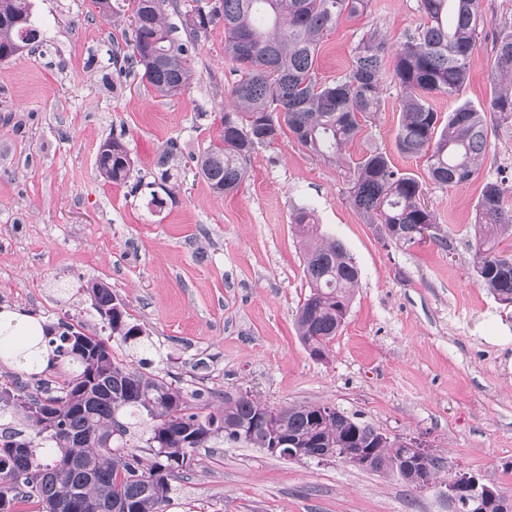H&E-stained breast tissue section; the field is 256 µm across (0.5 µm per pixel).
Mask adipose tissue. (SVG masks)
<instances>
[{
    "mask_svg": "<svg viewBox=\"0 0 512 512\" xmlns=\"http://www.w3.org/2000/svg\"><path fill=\"white\" fill-rule=\"evenodd\" d=\"M42 321L15 310L0 311V358L23 366L47 367L51 352L44 342Z\"/></svg>",
    "mask_w": 512,
    "mask_h": 512,
    "instance_id": "obj_1",
    "label": "adipose tissue"
}]
</instances>
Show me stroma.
Segmentation results:
<instances>
[{
	"label": "stroma",
	"instance_id": "1",
	"mask_svg": "<svg viewBox=\"0 0 512 512\" xmlns=\"http://www.w3.org/2000/svg\"><path fill=\"white\" fill-rule=\"evenodd\" d=\"M33 49L0 61V308L54 325L100 318L81 285L106 283L140 325L149 352L113 342L116 358L170 373L200 406L247 394L272 407L325 403L390 437H415L447 458L448 471L478 474L512 496V307L476 280L468 228L486 181L512 187V124L491 138L479 175L434 185L426 160L396 147L401 90L386 82L375 120L346 149L386 153L423 184L425 202L449 236L394 243L346 199L344 168L291 134L256 150L237 192L214 194L196 158L222 130L234 81L215 27L189 51L181 97L140 82L115 46L131 38L126 14L96 0H32ZM488 24L455 98L432 96L440 116L487 107L497 81L492 40L512 24V0H484ZM423 22L418 0H370L323 39L316 73L336 79L375 28L390 45ZM122 141L132 174L115 185L97 171L101 145ZM178 146L179 173L162 206L151 201L157 161ZM314 209L339 239L360 285L325 359L297 336L295 314L310 288L294 210ZM165 512H454L440 486L415 491L398 475L332 460L283 459L243 443L197 449L173 483Z\"/></svg>",
	"mask_w": 512,
	"mask_h": 512
}]
</instances>
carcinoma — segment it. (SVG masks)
<instances>
[{
  "instance_id": "obj_1",
  "label": "carcinoma",
  "mask_w": 512,
  "mask_h": 512,
  "mask_svg": "<svg viewBox=\"0 0 512 512\" xmlns=\"http://www.w3.org/2000/svg\"><path fill=\"white\" fill-rule=\"evenodd\" d=\"M181 24L186 42L172 36L166 22L168 0H128L139 23L126 59L140 79L163 97L183 95L190 85L189 45L200 39L199 3ZM425 22L394 49L373 30L353 49L351 66L330 83L319 81L316 61L325 35L341 17L363 14L369 0H216L209 28L224 26V51L236 78L230 89L234 109L224 112L222 135L197 156V173L219 195L235 192L247 163L260 147L284 131L313 155L348 170V200L368 223L399 227L393 241L406 243L402 230L437 223L423 200L422 184L372 151L351 163L345 146L359 134V118L381 106L384 61L393 57L392 78L403 91L396 145L400 152L426 158L430 180L441 188L464 185L478 176L495 128L512 123V25L499 28L492 48L493 69L506 83L493 89L488 111L459 106L441 120L429 102L454 98L469 76L472 55L486 19L484 0H419ZM31 0H0V54L15 55L35 39ZM98 171L107 182L130 177L131 159L117 139L104 143ZM177 145L158 159L160 183L173 174L169 162ZM292 223L302 233L303 273L310 293L300 306L296 327L304 346L326 350L353 300L359 269L343 243L319 233L314 210L301 207ZM473 267L480 286L504 307L512 306V254L498 249L512 231V207L503 180L484 183L472 224ZM102 330L125 344L141 343L142 329L130 323L108 286L86 288ZM50 366H68L60 381L29 374L0 382V512H16L20 498H32L39 512H75L112 506L118 512H164L172 481L189 468L198 448L223 437L255 448L286 434L312 455L365 446L356 437L360 422L334 407L318 404L271 408L246 395L227 396L209 413L194 407L180 388L158 373L143 372L112 354L99 335L88 336L64 321L46 327ZM85 353H73L74 335ZM142 427L152 457L127 446L125 437ZM401 453L382 447L371 470L391 472Z\"/></svg>"
}]
</instances>
